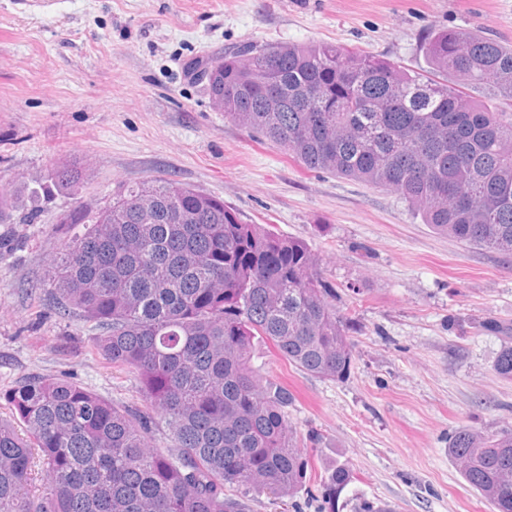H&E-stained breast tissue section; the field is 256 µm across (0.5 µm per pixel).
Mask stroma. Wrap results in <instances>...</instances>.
Instances as JSON below:
<instances>
[{
	"instance_id": "obj_1",
	"label": "stroma",
	"mask_w": 512,
	"mask_h": 512,
	"mask_svg": "<svg viewBox=\"0 0 512 512\" xmlns=\"http://www.w3.org/2000/svg\"><path fill=\"white\" fill-rule=\"evenodd\" d=\"M477 29L512 44V0H0V186L23 185L0 220V420L27 375L72 381L140 406L139 382L105 361L87 326L61 318L39 285L76 231L118 187L170 177L221 198L249 224L307 242L350 320L346 376L253 360L288 390V419L309 460L293 498L250 492L251 512H494L461 477L448 441L461 427L512 425V381L494 362L512 322V262L422 223L396 193L313 170L225 120L193 60L244 43L341 44L426 68L425 37ZM83 171L79 196L58 163ZM351 481L329 497L327 468Z\"/></svg>"
}]
</instances>
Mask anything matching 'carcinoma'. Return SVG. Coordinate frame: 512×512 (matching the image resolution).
I'll return each instance as SVG.
<instances>
[{"label": "carcinoma", "instance_id": "1", "mask_svg": "<svg viewBox=\"0 0 512 512\" xmlns=\"http://www.w3.org/2000/svg\"><path fill=\"white\" fill-rule=\"evenodd\" d=\"M426 73L336 43H248L191 64L224 118L311 169L397 193L423 223L512 259V46L436 30ZM53 179L76 194L81 173ZM45 286L59 314L91 324L104 360L130 370L146 411L30 376L5 397L25 426L0 423V512H248L246 493L291 498L306 482L288 392L262 380L253 339L297 368L341 378L348 319L308 246L245 224L224 201L153 178L120 187L65 242ZM494 363L512 381V325ZM169 445L157 448V426ZM448 455L462 478L512 512V428H460ZM51 492H31L35 461ZM338 461L336 493L350 481ZM239 489L240 494H232Z\"/></svg>", "mask_w": 512, "mask_h": 512}]
</instances>
